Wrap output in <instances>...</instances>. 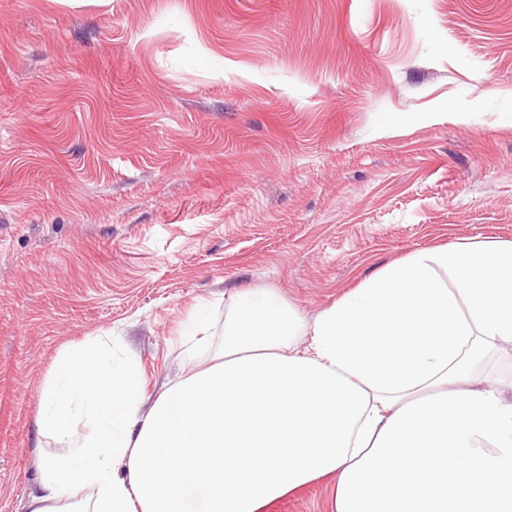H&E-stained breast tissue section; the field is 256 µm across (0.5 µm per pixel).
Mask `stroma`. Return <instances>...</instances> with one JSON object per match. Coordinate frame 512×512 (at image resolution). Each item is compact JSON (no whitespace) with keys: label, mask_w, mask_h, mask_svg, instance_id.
<instances>
[{"label":"stroma","mask_w":512,"mask_h":512,"mask_svg":"<svg viewBox=\"0 0 512 512\" xmlns=\"http://www.w3.org/2000/svg\"><path fill=\"white\" fill-rule=\"evenodd\" d=\"M512 0H0V512L64 344L179 372L198 300L313 320L417 248L512 240ZM315 480L272 512H328Z\"/></svg>","instance_id":"stroma-1"}]
</instances>
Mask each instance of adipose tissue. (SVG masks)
I'll return each mask as SVG.
<instances>
[{
  "instance_id": "ef3b65f1",
  "label": "adipose tissue",
  "mask_w": 512,
  "mask_h": 512,
  "mask_svg": "<svg viewBox=\"0 0 512 512\" xmlns=\"http://www.w3.org/2000/svg\"><path fill=\"white\" fill-rule=\"evenodd\" d=\"M209 310L147 410L133 363L65 347L30 512H269L327 476L330 512H512V398L474 372L512 344V240L413 250L310 322L238 289L206 366Z\"/></svg>"
}]
</instances>
